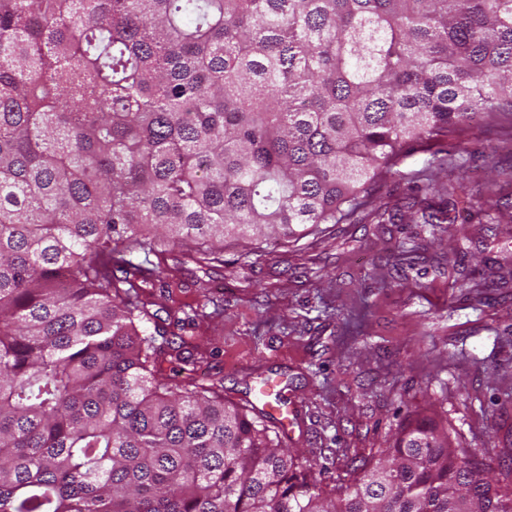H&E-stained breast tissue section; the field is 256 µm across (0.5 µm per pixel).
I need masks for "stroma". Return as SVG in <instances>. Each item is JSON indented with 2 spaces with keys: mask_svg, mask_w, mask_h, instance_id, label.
Returning <instances> with one entry per match:
<instances>
[{
  "mask_svg": "<svg viewBox=\"0 0 512 512\" xmlns=\"http://www.w3.org/2000/svg\"><path fill=\"white\" fill-rule=\"evenodd\" d=\"M448 152L466 162L469 181L436 197L450 216L440 227L341 224L269 253L232 241L205 271L178 248L165 261L168 287L146 290L182 344L164 374L223 383L225 399L243 406L257 381L281 380L298 411L282 443L315 463L323 491L422 415L442 421L490 475L512 460V282L485 280L512 263V124L475 118ZM433 159L407 155L384 180V199L410 195ZM492 192L509 206L469 213ZM401 242L425 245L422 272L395 269L390 248ZM190 308L205 319L180 320Z\"/></svg>",
  "mask_w": 512,
  "mask_h": 512,
  "instance_id": "stroma-1",
  "label": "stroma"
}]
</instances>
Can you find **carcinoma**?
I'll use <instances>...</instances> for the list:
<instances>
[{
  "label": "carcinoma",
  "mask_w": 512,
  "mask_h": 512,
  "mask_svg": "<svg viewBox=\"0 0 512 512\" xmlns=\"http://www.w3.org/2000/svg\"><path fill=\"white\" fill-rule=\"evenodd\" d=\"M478 114L512 117V0H0V512H512V466L432 420L324 494L267 414L163 374L131 259L392 224L377 185Z\"/></svg>",
  "instance_id": "carcinoma-1"
}]
</instances>
